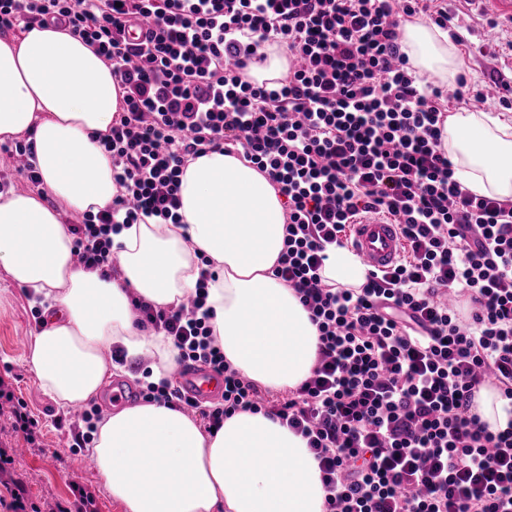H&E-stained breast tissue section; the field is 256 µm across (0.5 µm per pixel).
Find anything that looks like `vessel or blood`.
Returning <instances> with one entry per match:
<instances>
[{
	"label": "vessel or blood",
	"instance_id": "b4317fda",
	"mask_svg": "<svg viewBox=\"0 0 512 512\" xmlns=\"http://www.w3.org/2000/svg\"><path fill=\"white\" fill-rule=\"evenodd\" d=\"M490 15L493 25L483 33L486 42L500 39L502 31L512 32V0H474ZM405 242L398 225L387 216L370 212L358 217L351 227V247L371 270H388L404 255ZM175 382L182 393L200 402L222 397L224 379L211 369L181 366Z\"/></svg>",
	"mask_w": 512,
	"mask_h": 512
}]
</instances>
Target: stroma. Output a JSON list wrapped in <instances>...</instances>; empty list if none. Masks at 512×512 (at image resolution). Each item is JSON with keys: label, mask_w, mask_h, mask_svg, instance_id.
I'll use <instances>...</instances> for the list:
<instances>
[{"label": "stroma", "mask_w": 512, "mask_h": 512, "mask_svg": "<svg viewBox=\"0 0 512 512\" xmlns=\"http://www.w3.org/2000/svg\"><path fill=\"white\" fill-rule=\"evenodd\" d=\"M448 9L459 17L457 48L462 73L471 89L483 88L491 77L489 61L512 55V45L505 41L493 46L483 43L480 33L487 17L467 0H448ZM37 307L35 298L0 269V379L40 422L36 442L28 444L13 430L10 410L0 411V452L12 458L6 472L0 474V495L6 491V482L19 479L26 483L39 512H56L59 504L75 501L83 491L93 498L92 512H120L98 470L83 467L84 451L72 446L74 433L87 431V422L76 423L71 411L61 409L42 391L27 365L28 348L15 343L16 337L36 331L32 312Z\"/></svg>", "instance_id": "35a3bbf8"}]
</instances>
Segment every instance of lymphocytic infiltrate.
<instances>
[{
	"label": "lymphocytic infiltrate",
	"mask_w": 512,
	"mask_h": 512,
	"mask_svg": "<svg viewBox=\"0 0 512 512\" xmlns=\"http://www.w3.org/2000/svg\"><path fill=\"white\" fill-rule=\"evenodd\" d=\"M420 14L455 25L440 0H0L1 33L69 31L122 89L99 137L117 193L70 227L81 267L118 275L116 225L178 223L180 177L208 152L242 151L284 197L273 273L317 327L310 376L270 402L225 360L207 267L179 307L131 303L179 364L223 375L222 402L167 379L141 395L210 429L239 411L278 419L315 454L325 512H512V424L494 432L471 411L489 380L512 403V200L455 177L441 133L464 94L410 65L400 33ZM268 44L287 49V77L249 80ZM371 210L398 224L405 257L361 287L327 284L328 246Z\"/></svg>",
	"instance_id": "obj_1"
}]
</instances>
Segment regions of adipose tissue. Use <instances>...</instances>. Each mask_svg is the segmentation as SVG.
<instances>
[{
	"instance_id": "adipose-tissue-1",
	"label": "adipose tissue",
	"mask_w": 512,
	"mask_h": 512,
	"mask_svg": "<svg viewBox=\"0 0 512 512\" xmlns=\"http://www.w3.org/2000/svg\"><path fill=\"white\" fill-rule=\"evenodd\" d=\"M403 51L421 74L455 81L462 67L447 32L406 23ZM121 99L112 69L69 32L33 27L0 37V138L34 131L41 193L0 195V268L45 302L27 359L61 408L91 399L110 375L103 353L150 359L171 374L177 351L134 324L130 294L176 307L194 292L199 258L217 272L209 320L224 358L271 390L296 388L317 356L318 331L293 288L273 274L284 248L283 197L241 155L214 151L189 162L179 189L181 221L133 224L114 235L121 274L77 267L60 219L111 206L112 159L100 146ZM441 147L459 182L478 196L512 198V117L462 109L446 118ZM329 284L358 287L367 268L329 247ZM91 456L122 512H324L318 462L302 435L262 413L240 411L215 432L158 402L122 407L96 424ZM177 468H169V460Z\"/></svg>"
}]
</instances>
